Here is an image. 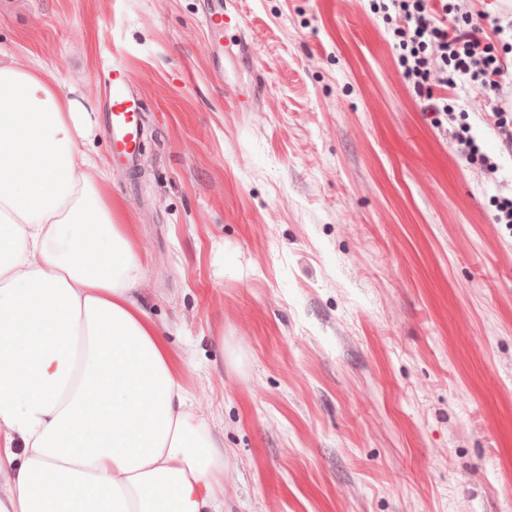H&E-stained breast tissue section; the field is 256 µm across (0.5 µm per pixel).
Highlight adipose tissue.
<instances>
[{"instance_id":"adipose-tissue-1","label":"adipose tissue","mask_w":512,"mask_h":512,"mask_svg":"<svg viewBox=\"0 0 512 512\" xmlns=\"http://www.w3.org/2000/svg\"><path fill=\"white\" fill-rule=\"evenodd\" d=\"M94 124L0 58V512H218L225 451L146 315Z\"/></svg>"}]
</instances>
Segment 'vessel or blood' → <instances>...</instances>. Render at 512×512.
Segmentation results:
<instances>
[{
    "label": "vessel or blood",
    "instance_id": "vessel-or-blood-1",
    "mask_svg": "<svg viewBox=\"0 0 512 512\" xmlns=\"http://www.w3.org/2000/svg\"><path fill=\"white\" fill-rule=\"evenodd\" d=\"M102 78L109 90L108 134L112 141L115 158L133 163L141 145L142 102L129 87L126 71L119 62H112L102 72Z\"/></svg>",
    "mask_w": 512,
    "mask_h": 512
}]
</instances>
